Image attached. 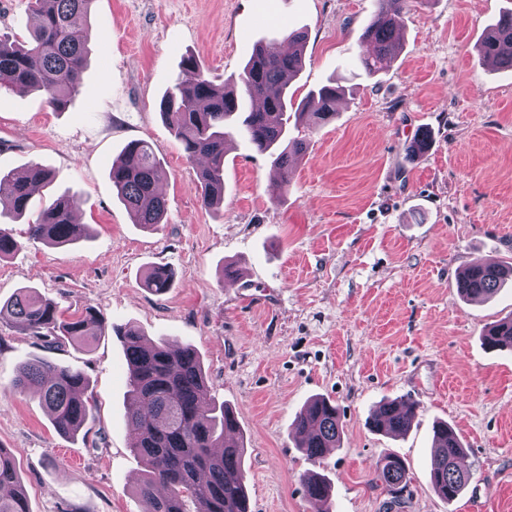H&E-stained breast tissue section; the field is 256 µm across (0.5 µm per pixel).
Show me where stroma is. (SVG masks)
Here are the masks:
<instances>
[{
	"instance_id": "stroma-1",
	"label": "stroma",
	"mask_w": 512,
	"mask_h": 512,
	"mask_svg": "<svg viewBox=\"0 0 512 512\" xmlns=\"http://www.w3.org/2000/svg\"><path fill=\"white\" fill-rule=\"evenodd\" d=\"M374 0H95L88 62L67 107L41 92L0 93V173L51 174L35 202L69 193L89 237L51 246L26 220H0L18 249L0 260V300L32 288L64 317L93 309L92 346L55 344L0 322V444L11 448L31 512H144L143 465L126 426L128 370L115 324L138 325L199 354L207 399L237 413L251 512H315L304 479L332 487L327 512H512V351L485 327L512 315V282L466 301L456 281L475 262L512 257V72L477 45L512 0H411L398 52L373 77L358 67ZM305 33L295 99L336 80V116L299 124L306 143L290 187L241 137L224 153V201L201 202L198 167L164 124L159 102L192 56L220 84L257 41ZM429 132V150L405 148ZM150 143L163 168L162 224H133L109 177L127 143ZM237 269L228 286L225 264ZM154 266L173 288L144 286ZM82 370L95 409L60 435L37 396L12 392L35 358ZM339 409L340 445L316 462L291 424L314 397ZM415 403L391 438L367 420L386 399ZM448 422L470 478L451 502L430 482L433 426ZM399 456L410 482L399 504L376 465Z\"/></svg>"
}]
</instances>
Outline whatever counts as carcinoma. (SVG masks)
<instances>
[{"label": "carcinoma", "mask_w": 512, "mask_h": 512, "mask_svg": "<svg viewBox=\"0 0 512 512\" xmlns=\"http://www.w3.org/2000/svg\"><path fill=\"white\" fill-rule=\"evenodd\" d=\"M95 0H35L39 24L28 41L0 37V91L39 90L56 111L65 109L80 83L87 42L84 27ZM375 9L361 34L368 52L359 66L367 75L383 69L399 44V22L407 0H374ZM304 35L291 31L282 41L260 42L241 72L221 85L207 78L197 60L183 59L181 70L160 101V114L183 147L188 161L201 164L197 190L204 206L224 195V145L235 134L245 136L259 151L278 150L274 167L281 175L280 189L288 192L294 161L304 153V143L289 136L290 122L312 117L326 121L335 115L336 100L345 93L336 83L310 91L299 103L289 96L291 80L302 68ZM481 59L512 69V12L502 16L477 45ZM161 162L146 141L129 142L112 165L113 188L134 223L154 228L162 223L166 204L157 191ZM49 173L33 166L22 176H0V198L20 218L29 211L35 190ZM79 202L63 194L40 205L35 221L28 223L33 239L65 246L89 234L74 220ZM174 272L152 270L146 287L164 294L174 285ZM512 280V264L490 261L464 269L457 280L461 296L486 299ZM11 321L20 333L38 338L59 328L61 334L88 343L99 320L86 314L61 319L57 306L30 289H23L0 303V320ZM127 361L130 407L127 421L133 435V452L144 473L137 494L148 512H250L243 476V447L226 441L238 428L226 406L203 403L206 379L196 352L173 348L170 340L148 339L131 324L116 325ZM490 349H512V316L490 325L482 336ZM85 374L45 358L24 364L13 382L17 392L32 391L52 417L56 430L75 435L92 414L94 401L87 396ZM415 407L401 400L377 406L371 428L385 435L407 432ZM342 422L337 407L326 397H316L294 421V437L307 459L316 461L340 442ZM452 429L440 422L434 430L431 483L442 499L452 501L469 475L461 468L463 444ZM379 477L395 501L408 486V469L393 454L379 463ZM330 483L311 475L304 482L307 498L327 500ZM0 512H30L15 455L0 451Z\"/></svg>", "instance_id": "carcinoma-1"}]
</instances>
